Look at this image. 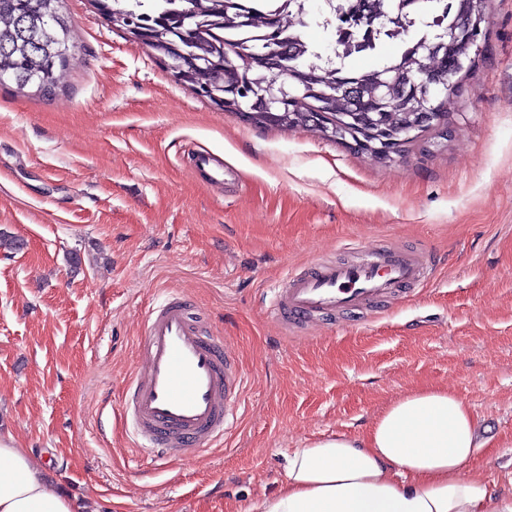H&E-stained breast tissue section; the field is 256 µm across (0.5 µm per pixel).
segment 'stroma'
<instances>
[{"instance_id": "obj_1", "label": "stroma", "mask_w": 512, "mask_h": 512, "mask_svg": "<svg viewBox=\"0 0 512 512\" xmlns=\"http://www.w3.org/2000/svg\"><path fill=\"white\" fill-rule=\"evenodd\" d=\"M55 95L0 84V433L86 512H261L288 453L364 433L440 385L472 408L490 487L512 489V0H491L449 122L382 163L308 127L221 111L66 0ZM209 150L224 185L188 156ZM435 252L428 287L285 331L273 288L353 247ZM190 296L246 373L238 424L192 459L138 450L123 406L150 309Z\"/></svg>"}]
</instances>
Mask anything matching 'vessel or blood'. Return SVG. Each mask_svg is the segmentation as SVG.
Here are the masks:
<instances>
[{
    "instance_id": "obj_1",
    "label": "vessel or blood",
    "mask_w": 512,
    "mask_h": 512,
    "mask_svg": "<svg viewBox=\"0 0 512 512\" xmlns=\"http://www.w3.org/2000/svg\"><path fill=\"white\" fill-rule=\"evenodd\" d=\"M191 162L209 185H223L224 167L209 151L197 150ZM431 263L430 253L396 249L351 263H315L289 273L271 313L281 326H302L364 307L419 284ZM140 349L143 365L125 405L144 452L190 459L236 425L243 369L226 342L201 328L188 297L173 293L153 308Z\"/></svg>"
}]
</instances>
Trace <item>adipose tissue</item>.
Returning a JSON list of instances; mask_svg holds the SVG:
<instances>
[{
    "instance_id": "obj_1",
    "label": "adipose tissue",
    "mask_w": 512,
    "mask_h": 512,
    "mask_svg": "<svg viewBox=\"0 0 512 512\" xmlns=\"http://www.w3.org/2000/svg\"><path fill=\"white\" fill-rule=\"evenodd\" d=\"M476 417L448 387L392 401L368 433L293 449L286 478L263 512H512L472 463ZM0 512H82L30 458L0 435Z\"/></svg>"
}]
</instances>
